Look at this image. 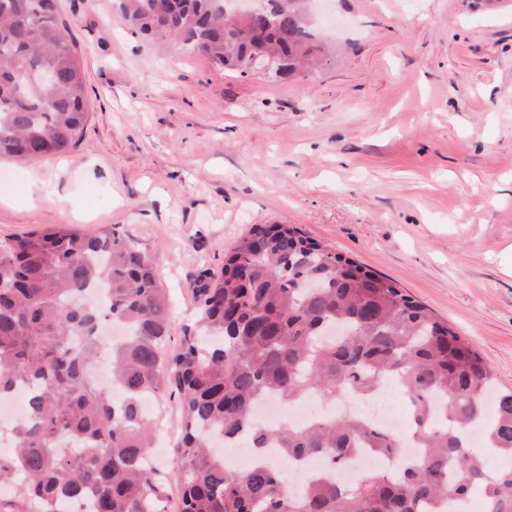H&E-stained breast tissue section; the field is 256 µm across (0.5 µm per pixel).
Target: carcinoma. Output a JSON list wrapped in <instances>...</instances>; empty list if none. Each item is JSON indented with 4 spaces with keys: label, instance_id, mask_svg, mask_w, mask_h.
<instances>
[{
    "label": "carcinoma",
    "instance_id": "1",
    "mask_svg": "<svg viewBox=\"0 0 512 512\" xmlns=\"http://www.w3.org/2000/svg\"><path fill=\"white\" fill-rule=\"evenodd\" d=\"M267 26L224 18V0H118L123 20L152 39L199 52L247 73L269 50L288 75L314 63L324 42L302 0H270ZM57 73L47 90L33 75ZM84 67L57 0H0V158L65 153L88 118ZM103 289L86 308L82 295ZM196 319L175 331L153 258L116 224L95 234L59 225L0 238V399L23 391L26 413L0 452V512H170L171 484L146 457L152 423L147 396L181 411L174 463L176 512H439L445 501L477 496L484 512H512V467L491 469L471 449L512 459V391L496 386L488 364L448 323L394 282L298 233L288 224L256 226L218 269L195 281ZM128 331L117 344L99 337L106 322ZM178 340L170 347L172 340ZM125 392L98 386L101 358ZM396 382L410 412L407 433L369 420L323 417L302 429H269L254 404L275 395L334 403ZM249 437L258 460L230 470L216 448ZM63 442L72 451L60 449ZM421 449L399 461L401 449ZM283 463L266 458L270 444ZM368 452L401 462V474L365 473L351 488L316 477L293 493L284 462L318 456L336 469Z\"/></svg>",
    "mask_w": 512,
    "mask_h": 512
}]
</instances>
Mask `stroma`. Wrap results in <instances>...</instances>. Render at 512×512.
I'll list each match as a JSON object with an SVG mask.
<instances>
[{
    "label": "stroma",
    "instance_id": "35a3bbf8",
    "mask_svg": "<svg viewBox=\"0 0 512 512\" xmlns=\"http://www.w3.org/2000/svg\"><path fill=\"white\" fill-rule=\"evenodd\" d=\"M92 108L63 156L0 161V238L122 225L175 325L200 270L289 224L398 283L512 389V4L311 0L330 52L271 81L58 0Z\"/></svg>",
    "mask_w": 512,
    "mask_h": 512
}]
</instances>
